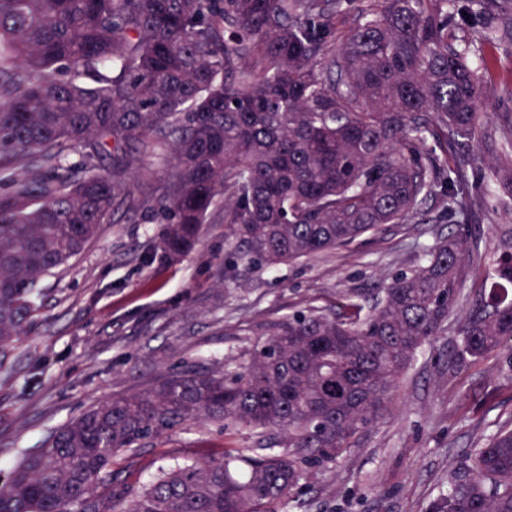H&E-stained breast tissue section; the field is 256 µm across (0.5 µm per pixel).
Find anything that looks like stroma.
<instances>
[{"label":"stroma","mask_w":512,"mask_h":512,"mask_svg":"<svg viewBox=\"0 0 512 512\" xmlns=\"http://www.w3.org/2000/svg\"><path fill=\"white\" fill-rule=\"evenodd\" d=\"M482 128L497 132L512 113V44L494 51ZM512 212L489 198L480 257L472 263L448 328L426 344L390 406L335 465L311 473L305 493L278 512H425L467 456L512 425V355L494 351L460 364L455 330L470 301L490 286L493 243ZM158 218L101 225L97 237L40 282L37 308L0 361V466L9 467L88 406L140 392L169 369L245 361L267 323L350 295L364 299L394 272L417 265L445 224H387L317 257L247 269L227 262L223 222L204 225L194 249L148 263ZM277 432L222 431L188 424L114 462L138 488L175 463L274 443Z\"/></svg>","instance_id":"obj_1"}]
</instances>
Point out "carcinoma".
<instances>
[{
	"instance_id": "obj_1",
	"label": "carcinoma",
	"mask_w": 512,
	"mask_h": 512,
	"mask_svg": "<svg viewBox=\"0 0 512 512\" xmlns=\"http://www.w3.org/2000/svg\"><path fill=\"white\" fill-rule=\"evenodd\" d=\"M0 0V357L38 285L112 217L160 214L159 260L224 213L230 259L259 268L347 246L384 224H461L363 305L271 324L245 364L185 368L57 429L0 479V512H278L390 403L448 318L479 254L482 45L512 41V0H466L480 38L448 32L458 0ZM78 165L59 170L71 153ZM174 173L132 194L149 159ZM109 164H104V160ZM494 282L458 330L464 362L512 350V228ZM283 434L282 449L178 463L128 490L115 457L191 421ZM427 512H512V428L468 457Z\"/></svg>"
}]
</instances>
